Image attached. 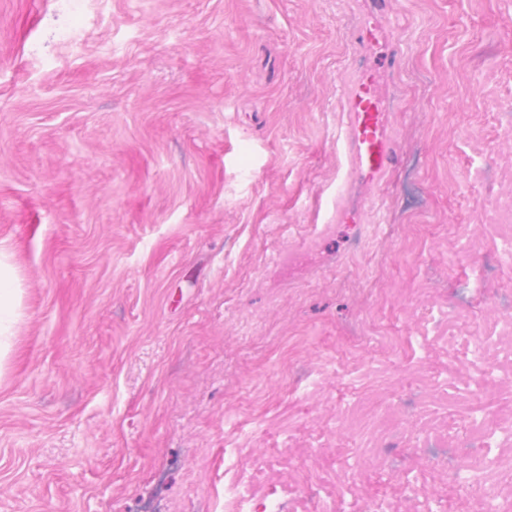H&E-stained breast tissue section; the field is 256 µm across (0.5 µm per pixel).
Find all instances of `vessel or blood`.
Segmentation results:
<instances>
[{
  "label": "vessel or blood",
  "mask_w": 512,
  "mask_h": 512,
  "mask_svg": "<svg viewBox=\"0 0 512 512\" xmlns=\"http://www.w3.org/2000/svg\"><path fill=\"white\" fill-rule=\"evenodd\" d=\"M388 0H372L366 20L353 33L361 56L353 84L344 92L348 125L343 136L345 179L372 187L390 172L397 148L389 135L396 110L392 88L396 55L389 35Z\"/></svg>",
  "instance_id": "vessel-or-blood-1"
}]
</instances>
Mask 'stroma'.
Masks as SVG:
<instances>
[{"label":"stroma","instance_id":"obj_1","mask_svg":"<svg viewBox=\"0 0 512 512\" xmlns=\"http://www.w3.org/2000/svg\"><path fill=\"white\" fill-rule=\"evenodd\" d=\"M99 2L0 0V512H224L229 455L245 481L270 448L255 512H466L468 435L420 417L503 387L414 309L508 311L481 282L512 185L476 173L512 155V0H392L398 162L354 230L324 203L366 0ZM21 293L16 287V277L12 266L0 252V356L10 347L12 326L20 307ZM459 419L454 413H448L445 418L438 416H429L425 418V432L427 436L433 440H444V446L438 448L448 447V433L455 431L458 428Z\"/></svg>","mask_w":512,"mask_h":512}]
</instances>
